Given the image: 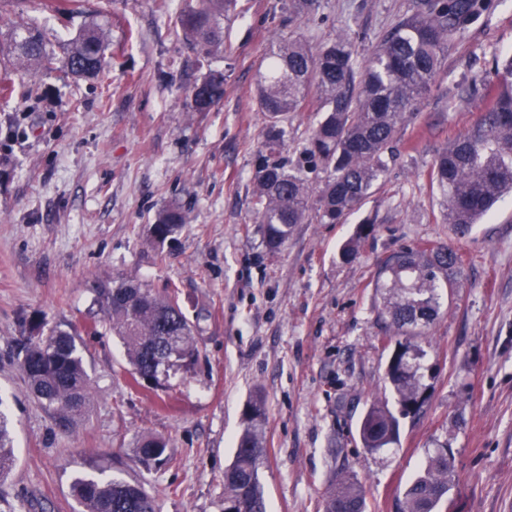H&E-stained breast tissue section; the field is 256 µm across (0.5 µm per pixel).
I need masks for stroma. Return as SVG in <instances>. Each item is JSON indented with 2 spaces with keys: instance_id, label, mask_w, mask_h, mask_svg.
Here are the masks:
<instances>
[{
  "instance_id": "stroma-1",
  "label": "stroma",
  "mask_w": 512,
  "mask_h": 512,
  "mask_svg": "<svg viewBox=\"0 0 512 512\" xmlns=\"http://www.w3.org/2000/svg\"><path fill=\"white\" fill-rule=\"evenodd\" d=\"M38 4L0 0V71L15 81L14 95L0 97V411L17 456L0 498L13 512H78L69 485L94 464L142 482L161 512H224V470L256 395L267 409L260 476L269 512H323L343 476L363 485L367 512H399L406 485L443 442L455 465L444 512H512V196L460 234L437 223L428 180L438 150L481 116V103L451 106L457 87L512 51V0H493L449 48L363 208L342 224L309 218L275 254L252 214L267 156L259 66L276 38L300 33L319 44L344 27L367 55L412 0H320L315 15L296 20L288 0H237L224 54L211 59L154 0H83L69 17ZM34 19L59 57L86 21L108 28L107 79L14 71L3 49L9 29ZM212 70L224 74V98L193 111L191 90ZM317 106L312 98L289 113L282 158L298 163ZM172 206L187 220L159 250L150 228ZM367 217L374 237L359 259L341 260ZM427 244L459 257L458 286L427 335L430 397L419 418L402 420L399 447L372 453L358 422L372 400L392 397L394 348L374 306L376 262ZM102 277L175 288L195 327V364L137 385L94 301ZM35 315L76 334L92 380L90 404L67 429L32 398L17 364ZM143 432L171 438L170 464L137 462Z\"/></svg>"
}]
</instances>
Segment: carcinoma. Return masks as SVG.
I'll return each instance as SVG.
<instances>
[{"label":"carcinoma","instance_id":"1","mask_svg":"<svg viewBox=\"0 0 512 512\" xmlns=\"http://www.w3.org/2000/svg\"><path fill=\"white\" fill-rule=\"evenodd\" d=\"M491 0H414L401 19L364 58H359L349 31L315 46L301 34L280 39L269 62L258 71L256 97L267 125L266 151L279 153L284 140L282 119L302 110L310 96L319 100L320 118L304 154L327 173L316 200L323 224H341L371 197L388 169L387 153L404 115L414 109L436 84L448 48ZM235 0H182L178 25L190 45L204 56L224 55V17ZM319 0H289L294 16L316 11ZM110 40L98 23L85 24L72 38L64 57L48 49L40 29L32 25L11 34L17 65L36 73L65 71L97 77L106 66ZM224 96V73L212 70L194 85L193 111L205 112ZM483 103L479 124L451 140L436 155L428 172L431 190L440 196V223L460 233L486 214L498 199L512 192V54L495 57L485 70L461 86L454 106ZM254 220L265 247L276 253L294 227L308 219L310 186L301 169L283 159L265 161L253 181ZM178 208L164 210L153 225L152 237L161 248L185 223ZM375 232L365 219L342 246L340 256L352 261L361 243ZM457 254L445 247L405 246L378 263L373 288L383 299L389 327L399 336H423L441 312L442 290L456 287L452 277ZM103 321L121 339L134 381L172 369H189L197 358L194 326L181 310L174 292L159 294L135 278L117 284L98 280L96 287ZM426 351L410 341L397 342L386 378L397 410L387 403L371 404L359 425L364 448L377 452L400 442V419L417 417L429 399L425 383ZM17 360L33 398L49 410L56 423L70 426L92 399L90 378L76 338L59 327L29 319ZM247 424L239 436L232 464L224 472V512H267L260 469L268 450L264 441V403L246 406ZM169 440L144 434L137 441L143 464L171 461ZM448 444L434 452L407 485L399 512H438L447 498L454 469ZM16 465L8 419L0 412V480ZM81 512H159L158 504L137 481L79 474L69 486ZM324 512H366L362 486L345 479L327 492Z\"/></svg>","mask_w":512,"mask_h":512}]
</instances>
